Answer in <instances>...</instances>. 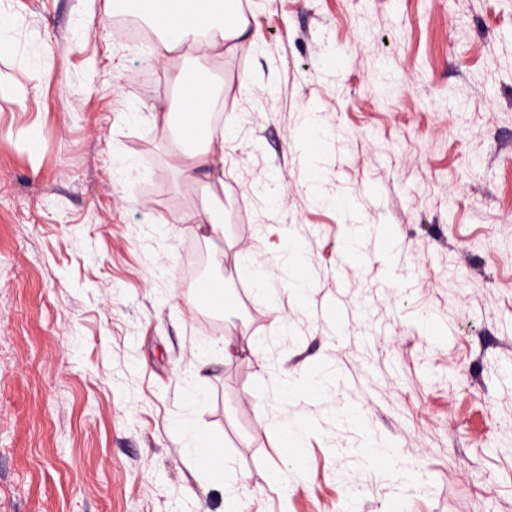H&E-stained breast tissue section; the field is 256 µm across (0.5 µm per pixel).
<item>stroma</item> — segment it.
I'll return each instance as SVG.
<instances>
[{"label": "stroma", "mask_w": 512, "mask_h": 512, "mask_svg": "<svg viewBox=\"0 0 512 512\" xmlns=\"http://www.w3.org/2000/svg\"><path fill=\"white\" fill-rule=\"evenodd\" d=\"M242 7L248 37L220 69L237 132L224 236L207 241L161 225L196 193L172 141L130 112L171 95L150 45L123 42L108 0H0V512H224L182 419L222 436L242 512H384L398 491L407 512H512V0ZM336 55L341 72L324 71ZM367 224L390 225L394 249L363 237L347 258ZM261 234L264 259L297 246L307 298L256 290ZM192 247L224 257L232 356L192 306ZM322 362L355 383L290 402L311 432L289 466L270 377ZM371 435L399 468L357 456ZM276 468L284 485L263 480Z\"/></svg>", "instance_id": "35a3bbf8"}]
</instances>
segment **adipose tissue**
I'll list each match as a JSON object with an SVG mask.
<instances>
[{
	"label": "adipose tissue",
	"mask_w": 512,
	"mask_h": 512,
	"mask_svg": "<svg viewBox=\"0 0 512 512\" xmlns=\"http://www.w3.org/2000/svg\"><path fill=\"white\" fill-rule=\"evenodd\" d=\"M122 10L136 12L156 35L153 45L154 59L161 66L170 67V82L180 89L176 103L162 102L149 106L153 124L161 130H170L175 113L194 112V92L187 86L184 67L171 68L172 60L192 61L195 74L207 84L206 115L215 119L224 107V85L217 79L214 63L225 50L236 48L248 30V19L238 0H114ZM172 167L185 183L199 186L200 192L190 212L172 215L175 224H192L205 238H218L224 234V131L207 126L203 137L193 146L178 147L170 153ZM255 284L266 293L269 302H277L278 291L271 288L272 277H279L285 287L299 296H306L312 278L296 247H289L279 255L275 268L260 266L255 272ZM279 401L275 426L280 440L290 441L292 447H302L307 434L306 426L288 414V404L301 393L310 399L325 396L327 385L319 376L300 378L276 377L272 380ZM184 448L186 458L196 469L212 481L224 484L225 512H239L236 485L238 476L228 458L213 460L203 455L202 443L221 447L217 437H205L200 430L188 428Z\"/></svg>",
	"instance_id": "1"
}]
</instances>
